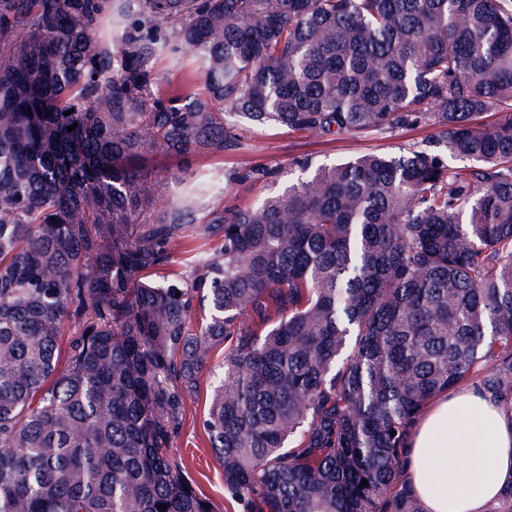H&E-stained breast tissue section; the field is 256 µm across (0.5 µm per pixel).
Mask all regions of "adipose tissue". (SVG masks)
<instances>
[{"label":"adipose tissue","mask_w":512,"mask_h":512,"mask_svg":"<svg viewBox=\"0 0 512 512\" xmlns=\"http://www.w3.org/2000/svg\"><path fill=\"white\" fill-rule=\"evenodd\" d=\"M405 472L426 512H488L512 483V418L472 389L436 395L410 433Z\"/></svg>","instance_id":"obj_1"}]
</instances>
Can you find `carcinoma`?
<instances>
[{
	"label": "carcinoma",
	"instance_id": "1",
	"mask_svg": "<svg viewBox=\"0 0 512 512\" xmlns=\"http://www.w3.org/2000/svg\"><path fill=\"white\" fill-rule=\"evenodd\" d=\"M184 53L205 95L177 107L153 63ZM243 122L433 134L155 206L184 178L149 157L240 150ZM192 234L219 251L143 280ZM205 373L237 512H426L432 397L512 416V0H0V512H211L170 454ZM274 188L270 187L265 182L258 183H238V182H225L223 183V194L221 195L219 203L224 206H247L257 202L268 192Z\"/></svg>",
	"mask_w": 512,
	"mask_h": 512
}]
</instances>
